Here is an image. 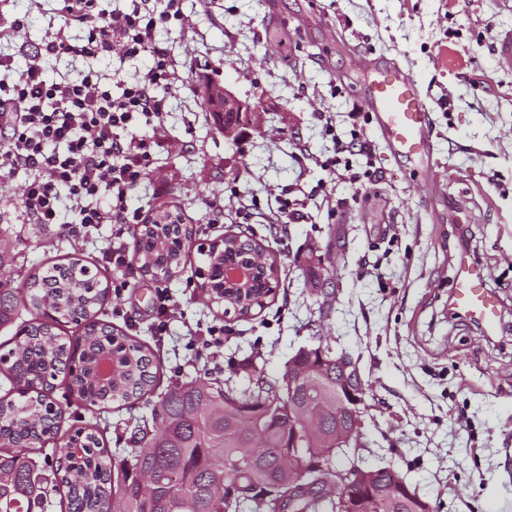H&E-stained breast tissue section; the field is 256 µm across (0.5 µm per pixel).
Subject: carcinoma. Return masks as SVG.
Here are the masks:
<instances>
[{
  "instance_id": "cac0c4a2",
  "label": "carcinoma",
  "mask_w": 512,
  "mask_h": 512,
  "mask_svg": "<svg viewBox=\"0 0 512 512\" xmlns=\"http://www.w3.org/2000/svg\"><path fill=\"white\" fill-rule=\"evenodd\" d=\"M157 212L174 219L140 224L133 230L143 277L162 270L173 277L187 255L190 230L181 208ZM266 250L253 236L230 238L210 248L205 262L211 288L221 294L224 264ZM78 259L29 272L20 288L0 280V329L13 331L0 359V375L17 397H0V512H36L49 486L66 488L64 512H334V501L315 496L288 503L290 487L275 486L288 468V434L274 424L288 411L308 409L302 447L320 448L336 439V373L322 367L315 350H297L278 378L258 374L243 390L232 378L173 383L151 409L134 416L139 447L112 463L96 424L60 434L63 410L47 391L61 376L71 395L100 409L114 404H149L160 361L153 349L102 319L110 288L100 278L76 273ZM275 260L258 270L250 293L253 313L274 294ZM81 315V333L63 336L59 326ZM305 376L288 388V372ZM53 443L50 463L38 469L26 451ZM380 512H419L413 500H388Z\"/></svg>"
}]
</instances>
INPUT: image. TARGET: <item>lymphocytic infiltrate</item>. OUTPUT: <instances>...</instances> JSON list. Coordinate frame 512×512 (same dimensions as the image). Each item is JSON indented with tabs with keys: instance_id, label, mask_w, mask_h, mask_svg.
I'll return each instance as SVG.
<instances>
[{
	"instance_id": "1",
	"label": "lymphocytic infiltrate",
	"mask_w": 512,
	"mask_h": 512,
	"mask_svg": "<svg viewBox=\"0 0 512 512\" xmlns=\"http://www.w3.org/2000/svg\"><path fill=\"white\" fill-rule=\"evenodd\" d=\"M102 0H60L59 27L45 36L23 69L0 55V171L24 170L23 221L59 224L73 205L82 231L101 224L127 233L147 215L130 197L153 163L154 138L136 126L160 130L169 93L189 78L158 31L184 24L183 0H131L104 9ZM147 56L149 68L133 80H111L87 70L79 78L47 81L43 61H92Z\"/></svg>"
}]
</instances>
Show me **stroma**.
<instances>
[{"label":"stroma","mask_w":512,"mask_h":512,"mask_svg":"<svg viewBox=\"0 0 512 512\" xmlns=\"http://www.w3.org/2000/svg\"><path fill=\"white\" fill-rule=\"evenodd\" d=\"M56 0H0V26L24 23L17 42L0 46L24 66L42 44ZM185 28L160 33L177 61L197 67L191 89L174 91L154 163L132 197L144 210L179 206L194 244L172 278L138 280L110 296L106 318L155 351L157 393L170 380L206 372L223 377L254 358L278 377L311 337L360 358L366 383L365 465L388 466L433 512H512V69L497 63L493 44L512 29L503 0H184ZM395 64L412 73L426 97L432 124L429 170L393 155L374 127L362 74L368 64ZM148 57L87 64L47 59L45 76L79 77L120 68L129 80ZM226 84L258 104L260 128L241 143L225 142L200 91L204 78ZM479 93H472V84ZM358 136L372 151L377 173L350 156L355 178H338L325 162L334 136ZM24 172L0 175V269L19 286L32 268L77 257L115 279L104 260L115 228L78 233L77 216L64 224L17 220ZM341 202L330 210L324 194ZM295 218L287 236L272 223L279 199ZM246 206L250 228L267 240L278 264L274 299L239 319L208 304L198 285L202 253L237 229L233 209ZM468 233L469 251L499 296L502 320L494 336L448 306ZM339 243L320 279L309 254ZM171 298L175 314L164 338L155 335V290ZM227 328L223 356L193 346L198 327ZM51 397L65 405L62 430L107 423L113 460L129 448L133 410L69 405L67 384L56 379Z\"/></svg>","instance_id":"1"}]
</instances>
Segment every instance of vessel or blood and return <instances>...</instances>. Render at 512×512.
Wrapping results in <instances>:
<instances>
[{
  "label": "vessel or blood",
  "mask_w": 512,
  "mask_h": 512,
  "mask_svg": "<svg viewBox=\"0 0 512 512\" xmlns=\"http://www.w3.org/2000/svg\"><path fill=\"white\" fill-rule=\"evenodd\" d=\"M366 92L378 129L392 152L424 160L429 152L428 104L416 80L398 68L372 67L366 72ZM452 306L478 323L486 334L500 327V299L485 285L483 267L470 254H460L452 287Z\"/></svg>",
  "instance_id": "obj_1"
}]
</instances>
